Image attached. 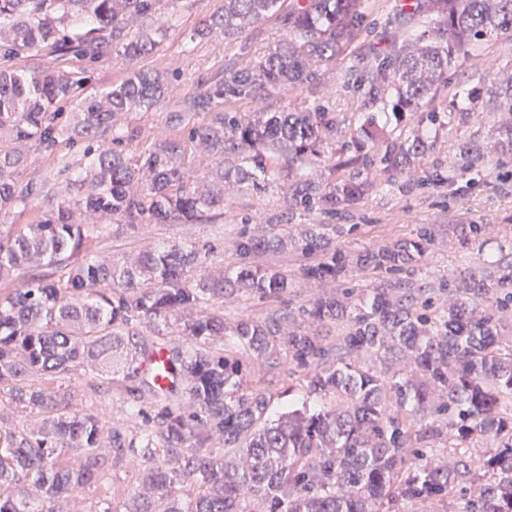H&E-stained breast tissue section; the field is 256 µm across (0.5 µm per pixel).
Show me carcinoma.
Here are the masks:
<instances>
[{
    "instance_id": "carcinoma-1",
    "label": "carcinoma",
    "mask_w": 512,
    "mask_h": 512,
    "mask_svg": "<svg viewBox=\"0 0 512 512\" xmlns=\"http://www.w3.org/2000/svg\"><path fill=\"white\" fill-rule=\"evenodd\" d=\"M163 0H0V60L33 50L71 71L0 67V217L50 192L16 179L31 149L51 156L80 144L82 166L59 164L55 200L34 224H0V512H71L83 489L112 487L129 458L146 489L121 505L106 496L87 512H512V263L469 272L460 288L439 280L436 305L409 280L376 283L365 298L341 287L360 270L419 268L434 231L354 256L336 247V224H266L234 241L237 261L212 267L214 247L189 236L154 240L115 259L111 237H151L161 224L224 217L227 191L284 182L288 211L336 207L370 183H336L312 170L336 138L318 105L258 112L244 121L224 101L259 100L316 79L360 34V0H293L280 16L287 37L245 69L224 68L181 98L164 134L133 155L124 116L154 109L169 91L157 72L134 69L89 92L88 66L112 50L133 61L167 36ZM279 0H224L202 31L233 41L277 13ZM422 29L396 35L356 86L362 109L402 116L427 97L476 43L512 28V0H416ZM207 121L186 126L185 115ZM428 129L403 142L368 117L352 131L355 163L391 182L429 147ZM15 141L25 149L5 145ZM494 147L512 153V121ZM463 144L452 177L484 166ZM292 254L314 295L300 320L277 313L224 320V300L278 301L292 282L262 259ZM340 325L336 345L319 328ZM258 360L300 369L296 401L271 416V397L249 385ZM120 392L121 424L84 409L63 385ZM444 444L448 459L434 457ZM185 495H176V488ZM417 504L422 510L411 507Z\"/></svg>"
}]
</instances>
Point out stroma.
I'll return each instance as SVG.
<instances>
[{
  "label": "stroma",
  "instance_id": "obj_1",
  "mask_svg": "<svg viewBox=\"0 0 512 512\" xmlns=\"http://www.w3.org/2000/svg\"><path fill=\"white\" fill-rule=\"evenodd\" d=\"M407 0H360L361 36L336 59L323 63L316 81L304 84L288 94H272L265 99L249 102L228 101L225 111L249 117L257 112H284L314 104L334 113L340 129L329 150L343 159L336 177L348 179L355 172L347 158L358 155L359 149L349 133L362 118L361 97L356 89L374 54L386 53L388 36L394 33V23L405 13ZM224 0H190L177 5L173 12L174 25L160 47L152 54L137 60L138 68L173 74L177 87L153 110L131 113L126 126L137 130L131 144L132 152L150 145L167 131L169 116L179 111L181 97L193 91L197 84L214 70L229 64L245 67L274 48L286 35L277 18L264 20L249 35L233 41L211 36L189 41L194 28L202 25L212 14L221 12ZM481 63L460 64L448 72L445 82L439 83L434 95L424 98L416 115L392 119L391 138L405 139L418 128L419 116L437 112L441 124L433 130L427 152L420 158L415 175L401 176L395 183H386L383 174L368 172L372 187L355 204L339 209L337 223L345 230L337 243L344 251L354 254L366 248L384 245L411 237L416 225L431 224L435 237L427 250L426 262L415 280L427 284L436 275L456 278L462 270H482V260L512 258V179L506 183H483L466 191L451 183L423 184L425 175L450 166L459 147L465 143L489 146L502 113L494 109L502 72L512 69V29L483 43L479 49ZM471 111L470 119L462 121L452 115V108ZM287 206L279 186L264 192L242 189L235 192L224 206V220L219 224H198L193 228L197 238L213 242L217 247L215 262L232 266L236 255L232 248L239 232L247 227L267 223L272 217L286 212ZM464 224H486L489 234L479 241H464L460 231ZM275 262L287 272L292 288L284 300L271 303L257 296L225 301V319H234L245 311H274L296 314L298 307L309 299L313 290L302 279L299 263L292 255L276 257ZM248 380L262 387L272 397L274 409L288 405L289 387L300 386L299 374L289 365L270 368L261 363L249 366Z\"/></svg>",
  "mask_w": 512,
  "mask_h": 512
}]
</instances>
